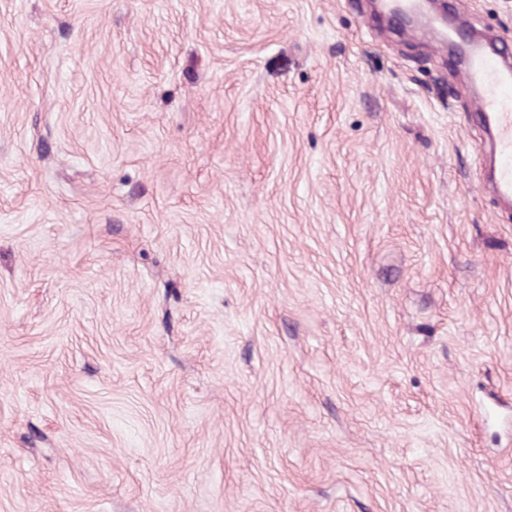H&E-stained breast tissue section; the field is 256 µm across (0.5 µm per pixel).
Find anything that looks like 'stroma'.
Wrapping results in <instances>:
<instances>
[{
	"instance_id": "35a3bbf8",
	"label": "stroma",
	"mask_w": 512,
	"mask_h": 512,
	"mask_svg": "<svg viewBox=\"0 0 512 512\" xmlns=\"http://www.w3.org/2000/svg\"><path fill=\"white\" fill-rule=\"evenodd\" d=\"M473 98L369 0H0V512H512Z\"/></svg>"
}]
</instances>
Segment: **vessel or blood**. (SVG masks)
<instances>
[{"label":"vessel or blood","instance_id":"obj_1","mask_svg":"<svg viewBox=\"0 0 512 512\" xmlns=\"http://www.w3.org/2000/svg\"><path fill=\"white\" fill-rule=\"evenodd\" d=\"M458 66L478 87L473 114L489 159L485 180L497 198L512 206V58L480 40L453 39Z\"/></svg>","mask_w":512,"mask_h":512}]
</instances>
